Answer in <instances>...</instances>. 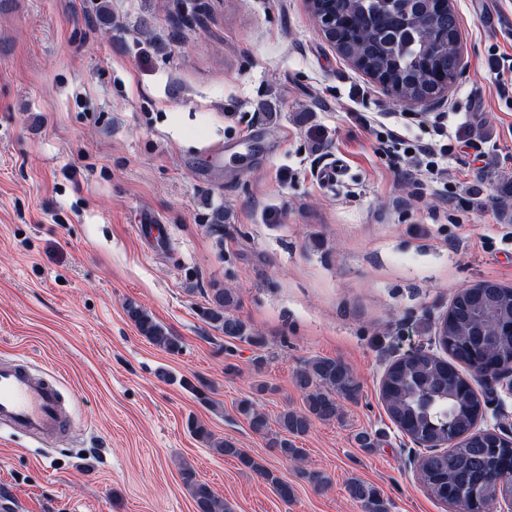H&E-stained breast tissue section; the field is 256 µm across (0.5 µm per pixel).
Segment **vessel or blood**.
<instances>
[{"label": "vessel or blood", "mask_w": 512, "mask_h": 512, "mask_svg": "<svg viewBox=\"0 0 512 512\" xmlns=\"http://www.w3.org/2000/svg\"><path fill=\"white\" fill-rule=\"evenodd\" d=\"M34 438L53 436L68 426L55 380L38 377L26 360H0V427Z\"/></svg>", "instance_id": "vessel-or-blood-1"}]
</instances>
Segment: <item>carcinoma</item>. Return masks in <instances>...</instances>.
Wrapping results in <instances>:
<instances>
[{"mask_svg":"<svg viewBox=\"0 0 512 512\" xmlns=\"http://www.w3.org/2000/svg\"><path fill=\"white\" fill-rule=\"evenodd\" d=\"M328 0H310L312 16L329 7ZM341 20L333 46L355 68L385 79L403 98L444 97L460 72L461 45L458 16L453 4L437 11L432 0H336L331 6ZM230 289L213 288L206 322L224 337L260 345L256 335L233 313L238 304ZM125 312L139 334L157 348L181 351L178 337L167 331L142 307L129 303ZM512 324V287L496 283L477 288L438 326V344L444 355L418 351L393 362L381 382L380 395L395 426L414 443L427 448L417 461L421 480L431 496L459 509L490 506L512 494V484L490 479L512 459V446L494 432L473 431L482 417V403L470 388L458 364L469 365L476 354L480 367L492 369L512 361V340L499 328ZM296 386L305 393L304 408L285 410L276 419L274 432L268 416L249 400L238 412L259 434H274L273 446L290 460L303 455L292 439L308 433L314 421H334L340 416L342 398L352 399L358 383L351 369L330 357L309 358L296 372ZM195 437L214 450L239 461L269 483L285 502L294 490L258 458L228 440L215 441L203 425L191 423ZM180 477L190 490L197 512H231L194 468L184 463ZM350 497L364 512H389V504L372 484L351 478Z\"/></svg>","mask_w":512,"mask_h":512,"instance_id":"carcinoma-1","label":"carcinoma"}]
</instances>
